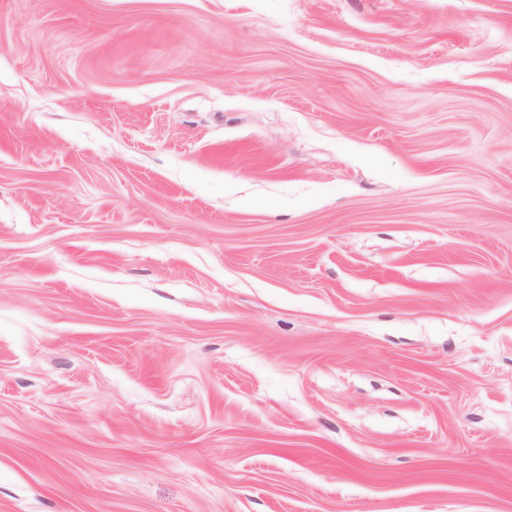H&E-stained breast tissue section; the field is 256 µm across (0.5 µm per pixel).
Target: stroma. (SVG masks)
Wrapping results in <instances>:
<instances>
[{
	"label": "stroma",
	"instance_id": "35a3bbf8",
	"mask_svg": "<svg viewBox=\"0 0 512 512\" xmlns=\"http://www.w3.org/2000/svg\"><path fill=\"white\" fill-rule=\"evenodd\" d=\"M0 512H512V0H0Z\"/></svg>",
	"mask_w": 512,
	"mask_h": 512
}]
</instances>
